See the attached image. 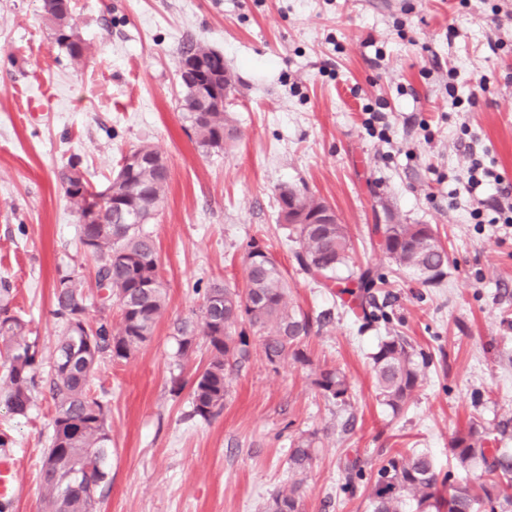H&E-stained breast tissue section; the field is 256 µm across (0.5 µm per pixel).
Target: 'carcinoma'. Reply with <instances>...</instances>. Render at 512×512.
<instances>
[{
    "label": "carcinoma",
    "instance_id": "obj_1",
    "mask_svg": "<svg viewBox=\"0 0 512 512\" xmlns=\"http://www.w3.org/2000/svg\"><path fill=\"white\" fill-rule=\"evenodd\" d=\"M43 17L58 44L74 60L88 57V46L73 23L72 0H43ZM205 62L220 64L212 49L198 43L181 51ZM196 141L205 152L222 150L238 138L237 128L219 109L187 112ZM56 177L75 214L84 207L82 172L70 160ZM169 182V168L153 149L146 148L142 161L120 164L110 182L113 197L104 201V224H81L80 242L93 239L95 281L101 304L115 303L121 326L115 331L106 318L91 321L88 295L76 270L59 274L53 286V315L60 325L56 357L47 373L48 392L55 407L50 444L43 456L39 478L46 490V512H94L97 498L110 486L106 462L111 451L107 431L108 404L96 395L92 379L100 361L126 360L153 336L165 308L159 281L158 254L151 235L142 228L162 203ZM299 251L296 259L305 271L336 289L342 305L360 312L362 319H378L376 300L353 298L349 282L337 276L350 251V239L342 224H293ZM380 246L398 266L413 269L423 282L444 275L448 262L425 224L376 226ZM246 281L242 290L213 283L205 291L199 327L184 323L177 328V357L187 360L203 340L210 352L204 369L191 387L190 417L208 421L224 408L228 393L226 367H240L250 358L248 331L265 332L262 348L267 360L288 359L303 365L309 359L303 349L313 322L288 301V280L275 259L253 241L246 257ZM26 322L10 308V289L0 286V357L4 358L0 402L11 413L24 416L37 399L40 361L37 346L25 339ZM416 353L404 336L383 339L370 356L376 397L392 414L400 413L420 379ZM325 399L344 405L350 385L339 368L324 369L315 379ZM317 434L311 432L292 442L288 468L306 473L314 460ZM451 451L461 472L479 469L483 480L450 485L448 495L439 488L432 459L423 452H398L384 460L370 494L371 512H512V449L488 448L483 432L475 427L455 435ZM264 512H304L300 487L274 493Z\"/></svg>",
    "mask_w": 512,
    "mask_h": 512
}]
</instances>
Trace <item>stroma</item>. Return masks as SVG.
<instances>
[{
  "instance_id": "35a3bbf8",
  "label": "stroma",
  "mask_w": 512,
  "mask_h": 512,
  "mask_svg": "<svg viewBox=\"0 0 512 512\" xmlns=\"http://www.w3.org/2000/svg\"><path fill=\"white\" fill-rule=\"evenodd\" d=\"M89 46L70 58L43 19L42 0H0V281L29 323L49 371L59 340L52 289L59 272L95 288L94 258L56 180L69 157L94 188L143 146L167 162L162 208L144 229L156 242L164 313L129 359L103 360L112 484L97 512H262L277 490L300 484L304 512H369L377 466L395 452L428 453L453 468L457 431L477 424L493 448H512V226L474 223L488 190L467 192L471 158L512 183V0H72ZM202 42L224 57L236 86L227 112L240 131L223 151L198 148L183 107L178 59ZM499 45L490 51L489 42ZM457 97H449V87ZM383 102L390 142L366 129L365 106ZM316 196L347 228L340 277L365 269L386 319L362 326L335 293L298 267L278 195ZM379 224H428L448 253L426 285L379 245ZM259 242L283 270L290 301L321 321L305 342L308 364L269 363L259 337L228 375L222 412L188 418L198 348L177 361L181 324L198 326L204 291L243 287L245 254ZM400 334L428 363L400 414L375 398L369 356ZM338 368L345 406L314 380ZM54 406L40 390L27 416L0 404L13 443L17 491L8 512H45L38 473ZM317 432L303 475L288 469L293 439ZM360 459L346 481L345 461Z\"/></svg>"
}]
</instances>
